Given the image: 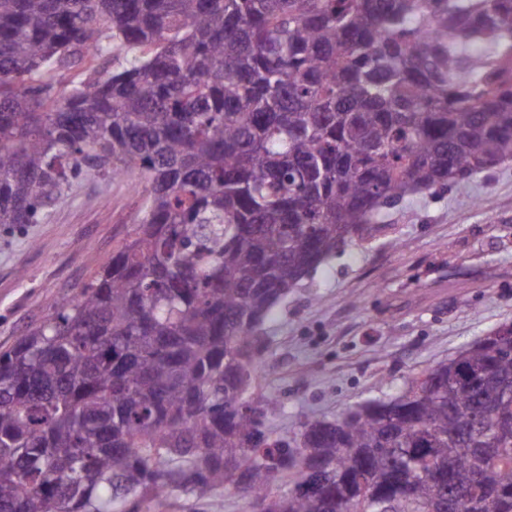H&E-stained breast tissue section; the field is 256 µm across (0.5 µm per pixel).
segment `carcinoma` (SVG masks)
<instances>
[{"label": "carcinoma", "mask_w": 512, "mask_h": 512, "mask_svg": "<svg viewBox=\"0 0 512 512\" xmlns=\"http://www.w3.org/2000/svg\"><path fill=\"white\" fill-rule=\"evenodd\" d=\"M511 159L512 0H0V226L85 173L145 183L112 258L0 351V512H512L507 324L287 442L249 394L310 271ZM249 510L247 499L230 489L220 491L209 507L197 506L192 498L175 492L169 496L166 507L157 512H250Z\"/></svg>", "instance_id": "carcinoma-1"}]
</instances>
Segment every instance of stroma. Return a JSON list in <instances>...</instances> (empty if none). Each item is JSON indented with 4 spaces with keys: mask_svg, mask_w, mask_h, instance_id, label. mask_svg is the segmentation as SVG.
<instances>
[{
    "mask_svg": "<svg viewBox=\"0 0 512 512\" xmlns=\"http://www.w3.org/2000/svg\"><path fill=\"white\" fill-rule=\"evenodd\" d=\"M138 172L88 174L41 224L0 227V350L93 279L132 232ZM375 237L313 270L265 323L253 394L278 399L271 438L308 418L405 391L413 376L512 324V161L387 211ZM161 512H249L234 490L211 506L175 493Z\"/></svg>",
    "mask_w": 512,
    "mask_h": 512,
    "instance_id": "35a3bbf8",
    "label": "stroma"
}]
</instances>
